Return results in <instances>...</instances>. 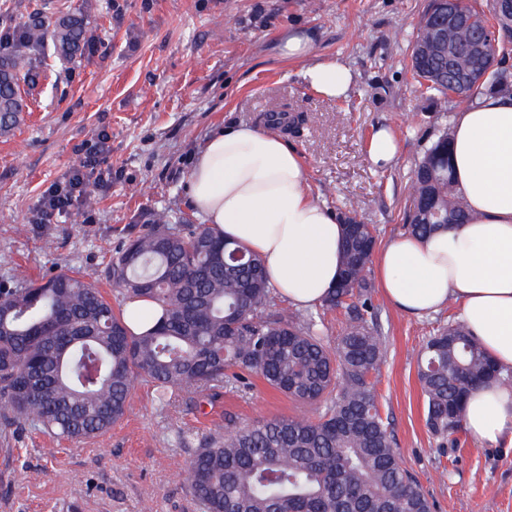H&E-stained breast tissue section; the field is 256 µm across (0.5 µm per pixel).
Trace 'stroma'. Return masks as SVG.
Returning <instances> with one entry per match:
<instances>
[{
    "label": "stroma",
    "mask_w": 512,
    "mask_h": 512,
    "mask_svg": "<svg viewBox=\"0 0 512 512\" xmlns=\"http://www.w3.org/2000/svg\"><path fill=\"white\" fill-rule=\"evenodd\" d=\"M85 5L95 49L66 66L37 60L21 122L0 132V281L80 270L115 298L112 253L154 211L191 214L188 178L208 135L226 123L266 127L273 112L303 118L287 139L313 199L339 213L357 202L378 241L405 232L411 173L454 112L446 98L416 91L406 68L427 0H0V28ZM298 29L313 37V60L354 73L346 97L322 98L302 81L303 62L281 58L282 38ZM380 126L400 144L386 168L367 157ZM101 137L110 175L89 202L37 223L44 191L79 164L83 142ZM372 303L383 336L381 412L433 512H512V447L482 446L462 431L443 444L425 424L417 354L434 328L456 321L457 306L417 318L377 288ZM250 381L214 401L187 393L168 406L139 383L123 419L83 442L0 425V512H198L181 476L188 451L179 433L200 442L218 423L304 410L261 377Z\"/></svg>",
    "instance_id": "obj_1"
}]
</instances>
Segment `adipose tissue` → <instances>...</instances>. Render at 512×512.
Returning a JSON list of instances; mask_svg holds the SVG:
<instances>
[{
  "instance_id": "1",
  "label": "adipose tissue",
  "mask_w": 512,
  "mask_h": 512,
  "mask_svg": "<svg viewBox=\"0 0 512 512\" xmlns=\"http://www.w3.org/2000/svg\"><path fill=\"white\" fill-rule=\"evenodd\" d=\"M327 99L345 97L352 71L326 60L301 71ZM450 162L471 218L429 237L399 234L375 253L388 301L416 317L459 307L481 349L512 370V95L485 91L452 118ZM305 168L280 134L230 125L212 133L189 175L190 203L211 227L257 254L277 295L320 306L342 271L344 227L305 190ZM463 427L490 447L512 446V388L489 380L467 398Z\"/></svg>"
}]
</instances>
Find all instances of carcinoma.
Instances as JSON below:
<instances>
[{"label": "carcinoma", "mask_w": 512, "mask_h": 512, "mask_svg": "<svg viewBox=\"0 0 512 512\" xmlns=\"http://www.w3.org/2000/svg\"><path fill=\"white\" fill-rule=\"evenodd\" d=\"M438 0H428L411 45L408 67L423 94L436 92L471 105L476 89L460 91L472 69L461 54L448 64L425 22ZM472 21L448 26V48L469 43L477 30L512 38V15L489 2L471 7ZM93 35L87 10L23 23V37L0 54V131L24 112L19 81L31 56L50 47L64 61L81 56ZM483 87L512 93V69L501 66ZM442 132L417 163L412 194L419 206L404 212L409 233L429 236L468 218ZM356 220L345 235L344 283L322 309L341 308L349 323L335 348L324 341L313 314L277 306L263 261L255 254L233 263L240 249L207 224L169 210L112 254L107 274L122 300L144 298L162 309L160 323L133 334L93 279L62 271L44 283H0V417L18 419L70 441L106 433L125 415L139 380L152 383L169 404L193 391L201 396L260 375L300 404H323L315 420L275 417L227 426L195 448L185 481L200 512H431V503L393 448L388 418L375 396L373 375L383 358L382 337L370 303L368 264L373 225ZM425 424L446 440L462 427L466 397L499 376L496 365L456 321L428 336L417 361ZM501 377V376H499ZM512 386V374L501 377Z\"/></svg>", "instance_id": "cac0c4a2"}]
</instances>
